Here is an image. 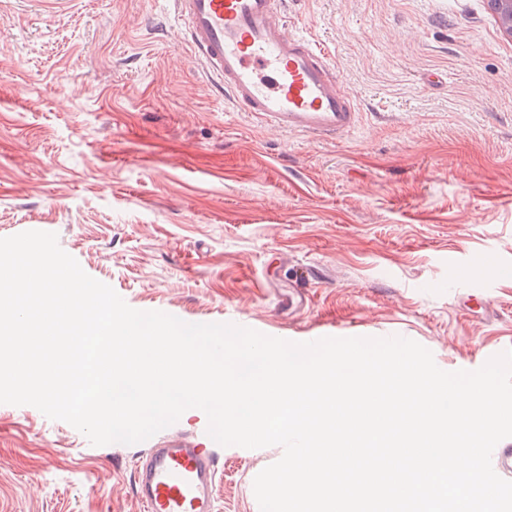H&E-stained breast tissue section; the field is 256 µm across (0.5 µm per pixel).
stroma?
Masks as SVG:
<instances>
[{
	"mask_svg": "<svg viewBox=\"0 0 512 512\" xmlns=\"http://www.w3.org/2000/svg\"><path fill=\"white\" fill-rule=\"evenodd\" d=\"M286 25L327 49L354 132L233 107L168 0H0V237L55 233L130 307L188 323L401 336L445 371L512 349V38L487 0H287ZM207 424L95 446L0 404V512H142L134 464L171 436L216 448L218 512H260L282 447Z\"/></svg>",
	"mask_w": 512,
	"mask_h": 512,
	"instance_id": "1",
	"label": "stroma"
}]
</instances>
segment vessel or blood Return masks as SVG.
Wrapping results in <instances>:
<instances>
[{
    "label": "vessel or blood",
    "instance_id": "vessel-or-blood-1",
    "mask_svg": "<svg viewBox=\"0 0 512 512\" xmlns=\"http://www.w3.org/2000/svg\"><path fill=\"white\" fill-rule=\"evenodd\" d=\"M194 57L241 111L321 139L359 122L328 53L285 27L286 0H170ZM214 449L186 438L149 448L133 476L143 512H216Z\"/></svg>",
    "mask_w": 512,
    "mask_h": 512
}]
</instances>
